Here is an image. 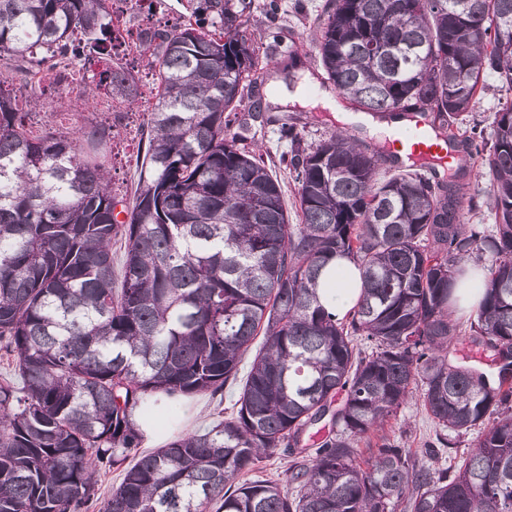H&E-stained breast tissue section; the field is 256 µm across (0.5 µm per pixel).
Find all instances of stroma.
Here are the masks:
<instances>
[{
    "label": "stroma",
    "mask_w": 512,
    "mask_h": 512,
    "mask_svg": "<svg viewBox=\"0 0 512 512\" xmlns=\"http://www.w3.org/2000/svg\"><path fill=\"white\" fill-rule=\"evenodd\" d=\"M283 12L278 21L284 30V45H293L298 49L302 60L295 71L298 84L316 87L314 96L305 103L293 102L294 90L289 87L280 72H273L269 79L274 92L266 98L268 108L265 112L267 122L253 126V143L263 154L266 164L275 171L284 191V203L289 219H296L297 186L288 170L284 168L281 157L287 152L288 145L281 141L278 127L283 119L289 118L302 130L307 142L315 144L328 137L332 132L343 130L369 145H384L388 130L386 120H377L375 125L358 121V108L349 100L341 98L332 84L323 83L324 72L316 58L312 40L325 15L328 0H281ZM190 0H152L151 6L141 7L134 12L122 15L118 21L120 27L136 29L140 26L172 27L183 23L191 13ZM0 78L4 79V88L18 102H25L30 96L44 94L46 105L43 109L29 114L26 125L33 135H40L45 129H72L89 122H104L120 116V134L113 142L110 169L112 187L118 198L131 202L137 182V163L144 153L140 126L142 113L132 111L130 103L117 102L107 96H100L94 107L80 105L74 94L61 87L46 93L40 92L36 82L22 77L0 62ZM487 89L478 103L464 116L465 125H478L485 138H492L496 126L497 113L507 104H512V89L502 87L496 78L487 77ZM465 182L470 193L476 194L481 202L479 210L461 208L459 215L462 223L478 225L484 233L496 230V215L490 203L491 177L487 170L479 165H467ZM238 386L225 388L223 399L207 396H192L184 399L178 419L168 430L159 436L145 438L141 447L130 452L127 461L135 463L142 453L164 446L169 439L178 435H187L211 428L218 420L231 412L238 398ZM383 436L405 444L413 450H421L436 437V425L424 409L420 400L413 399L404 404L396 417L385 423L381 430Z\"/></svg>",
    "instance_id": "stroma-1"
}]
</instances>
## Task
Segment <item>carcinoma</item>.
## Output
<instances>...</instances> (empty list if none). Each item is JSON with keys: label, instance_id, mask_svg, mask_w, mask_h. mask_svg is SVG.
Instances as JSON below:
<instances>
[{"label": "carcinoma", "instance_id": "cac0c4a2", "mask_svg": "<svg viewBox=\"0 0 512 512\" xmlns=\"http://www.w3.org/2000/svg\"><path fill=\"white\" fill-rule=\"evenodd\" d=\"M113 2L0 0V60L47 90L78 58L92 71L82 104L134 99ZM456 2L331 0L314 42L327 80L360 109L418 114L454 142L458 170L471 159L488 169L491 235L460 223L464 184L420 172L435 163L379 180L387 147L341 130L309 145L286 120L282 163L300 210L289 223L278 177L245 144L261 114L235 115L272 63L244 34V0H196L185 23L138 30L155 103L123 222L116 125L33 136L0 87V351L13 368L0 380V512H87L101 467L142 444L138 418L223 393L258 335L232 413L141 456L103 512H512V104L490 141L457 125L485 76L512 88V0ZM468 204L480 208L475 195ZM486 254L494 264L467 267ZM338 256L361 281L339 318L317 297ZM468 276L481 297L464 327L455 291ZM462 334L496 372L448 361ZM415 396L444 448L483 427L448 467L434 448L420 458L370 442ZM279 449L297 493L236 482Z\"/></svg>", "mask_w": 512, "mask_h": 512}]
</instances>
